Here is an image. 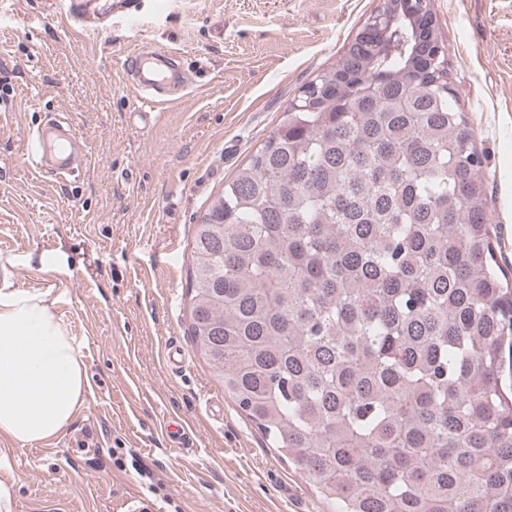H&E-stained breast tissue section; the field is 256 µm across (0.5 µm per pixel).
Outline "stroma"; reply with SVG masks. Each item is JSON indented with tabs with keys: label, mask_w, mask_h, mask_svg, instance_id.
Wrapping results in <instances>:
<instances>
[{
	"label": "stroma",
	"mask_w": 512,
	"mask_h": 512,
	"mask_svg": "<svg viewBox=\"0 0 512 512\" xmlns=\"http://www.w3.org/2000/svg\"><path fill=\"white\" fill-rule=\"evenodd\" d=\"M381 0H139L108 29L63 28L68 0H0V264L49 293L89 390L51 439H0L12 512H331L224 393L190 337L196 224ZM449 78L483 155L495 251L512 266V0H431ZM179 52L182 103L142 123L123 57ZM65 118L87 155L56 182L26 164L30 130ZM184 352L167 366L169 343ZM194 446L174 450L167 418Z\"/></svg>",
	"instance_id": "obj_1"
}]
</instances>
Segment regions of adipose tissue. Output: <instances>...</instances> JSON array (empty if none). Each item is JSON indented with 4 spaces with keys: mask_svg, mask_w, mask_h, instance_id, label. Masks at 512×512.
Wrapping results in <instances>:
<instances>
[{
    "mask_svg": "<svg viewBox=\"0 0 512 512\" xmlns=\"http://www.w3.org/2000/svg\"><path fill=\"white\" fill-rule=\"evenodd\" d=\"M83 354L46 296L0 266V437L25 445L60 433L83 404Z\"/></svg>",
    "mask_w": 512,
    "mask_h": 512,
    "instance_id": "obj_1",
    "label": "adipose tissue"
}]
</instances>
